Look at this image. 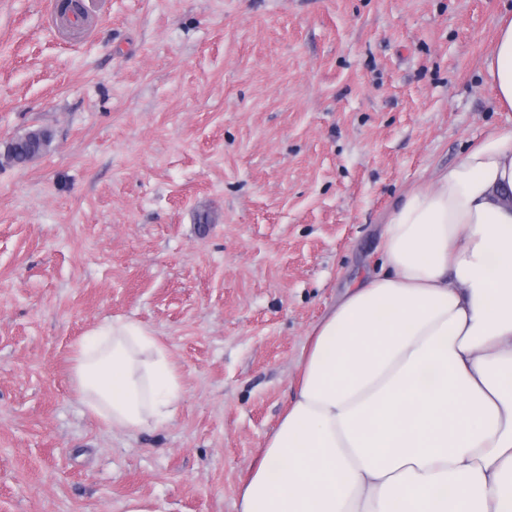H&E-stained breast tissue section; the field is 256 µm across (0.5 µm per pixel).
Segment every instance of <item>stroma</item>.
Segmentation results:
<instances>
[{
	"mask_svg": "<svg viewBox=\"0 0 512 512\" xmlns=\"http://www.w3.org/2000/svg\"><path fill=\"white\" fill-rule=\"evenodd\" d=\"M46 2L0 0V153L53 134L0 157V512H239L392 205L512 128L483 78L512 0H107L77 33ZM116 317L179 366L159 430L72 389ZM52 134L48 130H33L10 141L4 158L10 164H25L40 156L50 146Z\"/></svg>",
	"mask_w": 512,
	"mask_h": 512,
	"instance_id": "stroma-1",
	"label": "stroma"
}]
</instances>
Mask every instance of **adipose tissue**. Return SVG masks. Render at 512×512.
I'll return each mask as SVG.
<instances>
[{"instance_id":"obj_1","label":"adipose tissue","mask_w":512,"mask_h":512,"mask_svg":"<svg viewBox=\"0 0 512 512\" xmlns=\"http://www.w3.org/2000/svg\"><path fill=\"white\" fill-rule=\"evenodd\" d=\"M485 80L512 111L511 17ZM381 257L314 327L239 512H512V129L406 194ZM72 361L105 425L173 417L181 373L140 322L94 326Z\"/></svg>"}]
</instances>
